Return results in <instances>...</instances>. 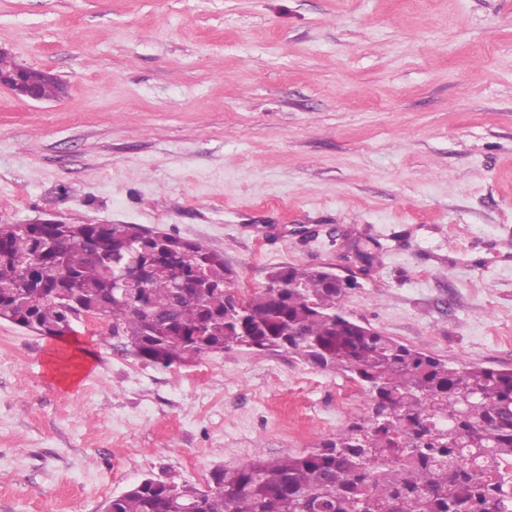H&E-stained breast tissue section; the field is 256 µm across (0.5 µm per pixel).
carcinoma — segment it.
<instances>
[{"mask_svg": "<svg viewBox=\"0 0 512 512\" xmlns=\"http://www.w3.org/2000/svg\"><path fill=\"white\" fill-rule=\"evenodd\" d=\"M50 99V72L29 69ZM127 224H0V319L57 337L87 316L138 359L164 367L209 354L286 350L334 370L369 398L368 415L317 448L256 459L211 475L209 490L144 479L107 501L110 512H512V370L445 361L346 316L356 283L323 269L281 267L261 289L232 290L224 254L167 244L140 227L143 287L112 288V250ZM211 288L173 295L178 273Z\"/></svg>", "mask_w": 512, "mask_h": 512, "instance_id": "cac0c4a2", "label": "carcinoma"}]
</instances>
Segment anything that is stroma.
Here are the masks:
<instances>
[{"label": "stroma", "mask_w": 512, "mask_h": 512, "mask_svg": "<svg viewBox=\"0 0 512 512\" xmlns=\"http://www.w3.org/2000/svg\"><path fill=\"white\" fill-rule=\"evenodd\" d=\"M0 50L66 85L0 89V223L202 241L247 293L325 268L358 323L512 369V0H0ZM98 324L0 320V512L203 488L366 413L283 350L166 368ZM74 346L93 359L65 388Z\"/></svg>", "instance_id": "stroma-1"}]
</instances>
